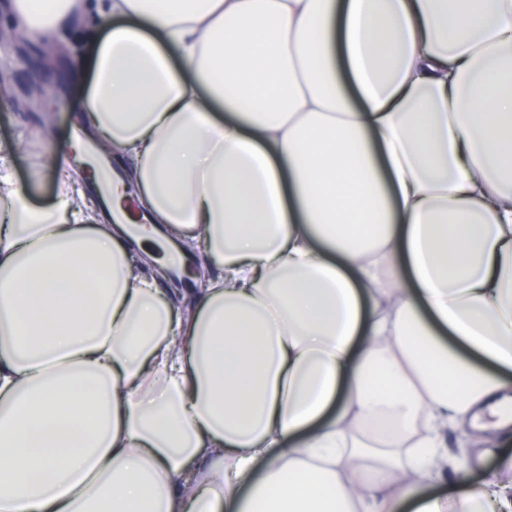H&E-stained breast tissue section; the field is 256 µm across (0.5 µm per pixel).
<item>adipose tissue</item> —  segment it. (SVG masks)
<instances>
[{
    "instance_id": "1",
    "label": "adipose tissue",
    "mask_w": 512,
    "mask_h": 512,
    "mask_svg": "<svg viewBox=\"0 0 512 512\" xmlns=\"http://www.w3.org/2000/svg\"><path fill=\"white\" fill-rule=\"evenodd\" d=\"M87 0H10L31 36ZM103 223L0 141V512H512V0H98ZM224 269L165 298L129 245Z\"/></svg>"
}]
</instances>
